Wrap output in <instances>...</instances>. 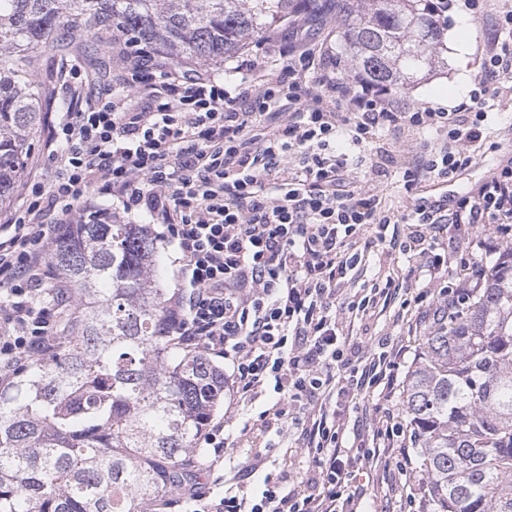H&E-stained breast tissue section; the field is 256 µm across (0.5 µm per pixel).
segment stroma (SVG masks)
I'll return each instance as SVG.
<instances>
[{"label":"stroma","instance_id":"35a3bbf8","mask_svg":"<svg viewBox=\"0 0 512 512\" xmlns=\"http://www.w3.org/2000/svg\"><path fill=\"white\" fill-rule=\"evenodd\" d=\"M509 9H512V0H492L484 13L478 15L464 8L450 11L441 52L448 62L447 68L429 81L408 89L394 90V97L410 107L427 104L448 109L466 99L472 80L481 70L485 54L494 41L496 17L499 12ZM297 39L305 48L322 54L326 72H333L335 58L345 55L336 19V0H318L317 8L309 15L308 24L303 32L298 33ZM510 158L512 101L497 97L493 100L476 162L455 174L452 181L446 183L439 178H426L409 193L394 178L383 185L380 195L394 216L397 234H407L406 217L415 205L442 194L454 197L477 189L492 164ZM386 276L394 278L403 292L411 296L423 286L417 272L397 251H374L369 254L355 280L344 285L343 292L350 296L361 293L365 286ZM432 317L431 307L413 304L404 309L395 300L356 320L353 334L365 340L390 336L416 352L420 349V341L411 327L416 324L427 328ZM404 483V476L393 465L382 459L373 461L354 481L355 488L361 493L357 504L359 512H408L402 491Z\"/></svg>","mask_w":512,"mask_h":512}]
</instances>
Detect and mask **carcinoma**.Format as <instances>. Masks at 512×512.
Here are the masks:
<instances>
[{"instance_id": "cac0c4a2", "label": "carcinoma", "mask_w": 512, "mask_h": 512, "mask_svg": "<svg viewBox=\"0 0 512 512\" xmlns=\"http://www.w3.org/2000/svg\"><path fill=\"white\" fill-rule=\"evenodd\" d=\"M316 0H0V208L44 125L43 58L105 65L112 35L217 61ZM440 0H336L350 72L384 88L437 73ZM47 261L76 308L0 387V512H153L205 466L224 367L170 337L174 295L146 224L62 225ZM421 336L402 392L431 512H512V246Z\"/></svg>"}]
</instances>
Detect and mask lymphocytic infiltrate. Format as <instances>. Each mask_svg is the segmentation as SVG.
Wrapping results in <instances>:
<instances>
[{
	"label": "lymphocytic infiltrate",
	"mask_w": 512,
	"mask_h": 512,
	"mask_svg": "<svg viewBox=\"0 0 512 512\" xmlns=\"http://www.w3.org/2000/svg\"><path fill=\"white\" fill-rule=\"evenodd\" d=\"M495 41L469 102L451 111L408 107L366 81L314 74L315 52L293 45L287 66L252 71L234 96L223 74L177 69L142 48L117 50L109 93L90 97L63 82L69 107L49 141L61 165L51 180L24 182L19 207L0 218V385L20 360L46 355L60 341L45 306L62 293L43 285L47 255L56 225L89 215L111 220L110 211H89L94 190L117 199L124 213L142 210L162 225L160 237L176 254L173 339L230 368L227 408L200 438L213 452L211 466L223 462L224 430L235 424L254 449L238 477L264 474L253 499L228 492L205 502L187 482L183 499L198 503V512H350L355 470L384 447L395 449L401 475L423 482L411 472L415 438L402 423L343 442L356 396L368 389L390 397L406 351L389 336L364 341L350 333L353 316L398 296L393 279L353 300L340 290L376 246L416 262L427 287L415 303L440 310L449 293L482 287L483 271L465 248L490 234L512 235V161L451 207H416L402 239L388 233L392 217L377 186L392 175L393 134L444 135L427 157L404 166L408 191L423 176L447 179L475 160L491 84L512 93V10L499 14ZM340 135L362 151L373 183L359 184L336 150ZM440 248L461 254L459 281L440 274ZM269 387L275 404L257 421L239 423L241 406ZM293 439L307 468L293 475L266 469Z\"/></svg>",
	"instance_id": "1"
}]
</instances>
